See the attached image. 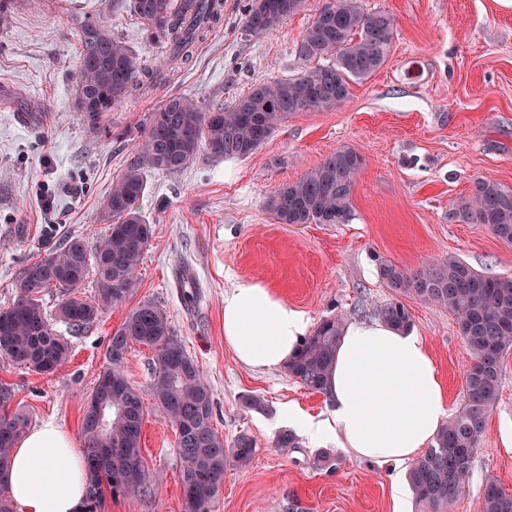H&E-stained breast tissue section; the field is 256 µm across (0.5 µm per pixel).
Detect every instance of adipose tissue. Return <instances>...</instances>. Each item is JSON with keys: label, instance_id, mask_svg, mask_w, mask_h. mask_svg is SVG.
<instances>
[{"label": "adipose tissue", "instance_id": "ef3b65f1", "mask_svg": "<svg viewBox=\"0 0 512 512\" xmlns=\"http://www.w3.org/2000/svg\"><path fill=\"white\" fill-rule=\"evenodd\" d=\"M309 332L308 315L263 283L224 294V342L251 370L286 366ZM326 397L327 410L317 416L289 407V426L376 462L414 460L449 414L448 392L424 340L381 321L346 324ZM90 479L83 454L51 421L15 444L6 477L19 512H84Z\"/></svg>", "mask_w": 512, "mask_h": 512}]
</instances>
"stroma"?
I'll return each mask as SVG.
<instances>
[{"label":"stroma","instance_id":"35a3bbf8","mask_svg":"<svg viewBox=\"0 0 512 512\" xmlns=\"http://www.w3.org/2000/svg\"><path fill=\"white\" fill-rule=\"evenodd\" d=\"M325 2L306 0L281 28L256 37L240 0H223L220 23L186 64L134 88L92 126L75 109L73 18L105 19L150 68L166 44L148 39L124 0H14L0 27V310L16 299L22 269L66 237L95 247L107 227L103 201L153 112L176 95L226 106L255 84L297 74L295 45ZM362 8L393 16L396 36L384 66L352 85L347 101L288 118L249 157L147 172L136 209L152 236L130 299L75 328L54 317L59 290L42 293L69 361L40 374L0 357V382L14 389L30 427L56 422L83 446L82 418L109 339L130 310L150 301L167 312L206 375L219 433L230 441L245 432L257 442L248 466L228 467L213 512H286L292 503L304 512H417L411 491L393 490L404 487L406 466L361 460L303 435L296 447H275L288 406L316 416L326 397L287 370L243 368L224 344V294L248 281L263 282L316 325L328 317L364 321L365 310L387 299L381 258L416 271L454 255L484 275L512 276V243L451 217L476 179L512 188V0H362ZM339 148L365 159L350 222L277 223L269 198ZM407 304L457 411L471 356L456 319L413 297ZM247 395L264 398L266 411L245 409ZM144 413L143 457L161 484L104 496L93 512H183L175 432L154 400ZM323 451L326 468L315 463ZM490 475L512 492V352L455 512H482Z\"/></svg>","mask_w":512,"mask_h":512}]
</instances>
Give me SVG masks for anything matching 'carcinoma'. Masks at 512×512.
I'll return each instance as SVG.
<instances>
[{
    "label": "carcinoma",
    "instance_id": "cac0c4a2",
    "mask_svg": "<svg viewBox=\"0 0 512 512\" xmlns=\"http://www.w3.org/2000/svg\"><path fill=\"white\" fill-rule=\"evenodd\" d=\"M305 0H244L247 30L257 36L280 28L304 8ZM132 12L148 34L169 44L165 67L186 62L197 43L216 23L217 0H130ZM76 105L91 124L122 102L148 71L126 42L103 20L77 22ZM391 15L367 14L360 0H328L296 44L301 70L285 80L254 85L227 108H209L192 97L169 98L152 114L133 159L104 200L111 219L93 250L71 236L20 274L19 293L0 310V355L38 373H51L69 358L70 349L47 320L40 294L47 288L63 293L58 312L73 327L93 322L134 291L136 274L152 236L134 208L146 187L145 172L179 173L197 161L246 158L270 138L278 126L299 112L330 111L350 96L388 60L395 37ZM100 58L85 65L91 46ZM361 154L340 148L299 179L284 185L268 200L280 224H346L351 220V194L364 166ZM453 216L487 225L502 241L512 243V188L496 181H475L469 198ZM93 275L95 296L80 298L87 275ZM379 278L390 297L375 315L397 330L413 326L414 296L442 306L455 317L472 357L465 379V404L435 436L431 446L407 471L418 512H449L465 489L484 437V417L496 404L504 358L512 350V277L486 276L450 256L416 272L390 260H378ZM339 318L322 320L288 363L289 376L323 393L343 334ZM155 351L148 395L175 430L180 459L184 512H211L224 490L227 467L247 466L256 442L246 433L231 444L213 424V393L199 365L174 335L167 313L142 302L125 317L107 346V364L92 399L105 401L107 425L87 407L82 430L83 453L92 474L88 499L104 491L114 498L158 481L141 455L144 396L127 378L122 363L131 345ZM13 388L0 383V512H14L5 495L4 473L14 444L29 417L12 408ZM483 512H512V493L489 477L483 486Z\"/></svg>",
    "mask_w": 512,
    "mask_h": 512
}]
</instances>
